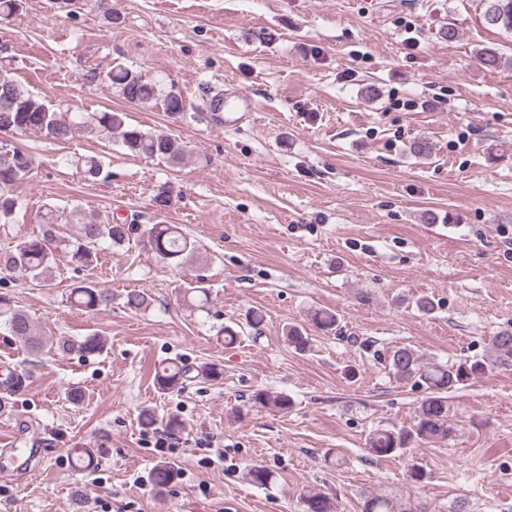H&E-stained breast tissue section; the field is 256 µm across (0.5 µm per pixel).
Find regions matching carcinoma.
Instances as JSON below:
<instances>
[{"label":"carcinoma","instance_id":"cac0c4a2","mask_svg":"<svg viewBox=\"0 0 512 512\" xmlns=\"http://www.w3.org/2000/svg\"><path fill=\"white\" fill-rule=\"evenodd\" d=\"M483 23L489 28L512 34V0H485ZM477 62L490 70L512 66V57L504 56L497 48L484 46L475 54ZM91 81H107L119 89L121 95L131 103L147 104L163 99L165 110L172 115L184 112L185 104L175 90L164 91L142 74L124 67L113 66L105 73L92 72ZM0 130L26 134L38 133L54 141H67L73 133L83 130L93 137L109 142H117L128 151L149 157H158L169 163H179L184 155V146L167 134L144 131L127 121V113L93 112L72 116L55 110L46 100L25 90L14 78L11 66L0 65ZM34 158L16 147L0 151V222H10L18 202L12 195L13 186L27 178L34 168ZM76 168L87 179H96L103 173L102 160L97 156L80 157ZM43 233L39 237H21L14 249L4 257V266L20 273L32 283L45 280L50 268L54 248L64 246L75 269L80 271L94 266L104 249L120 248L130 244V240H147L154 253L164 262L182 267L201 261L196 241L190 239L183 230L174 224H98L87 221L80 210L60 209L53 205L45 207L41 214ZM61 224L76 225V232L69 238L57 235L56 228ZM208 288L204 280L196 279L184 290V302L195 305L208 300ZM112 291L101 288L93 282H76L67 294V302L88 311H99L112 305ZM123 306L131 311H145L150 306V298L141 290H130L123 296ZM308 322L320 331L336 328V313L327 309H314L308 314ZM0 323L8 327L11 335L17 337L29 350L40 352L45 346L29 317L13 303L5 292H0ZM288 343L296 350L305 352L310 347L311 337L302 326L290 325L286 331ZM64 351H76L82 357H91L103 352L101 337L89 334L81 338L65 339L58 342ZM512 367V332L503 331L493 337L488 361L464 360L448 365H427L420 360L418 353L410 347L395 349L389 359V370L399 381H414L422 385L428 395L418 407L414 424L403 428L378 427L371 431L367 439L370 453L377 457L402 456L417 440L446 442L452 437L448 393L456 391L488 365ZM190 370L182 365L169 364L155 375V384L163 392H172L184 387L189 380ZM252 406L257 408L275 407L288 410L292 407L291 398L286 394L270 396L259 391L252 396ZM176 472L167 463L155 466L153 483L163 488L174 480ZM303 512H335V503L320 492H310L302 497ZM361 512H413L403 508L384 496H371L364 500Z\"/></svg>","mask_w":512,"mask_h":512}]
</instances>
